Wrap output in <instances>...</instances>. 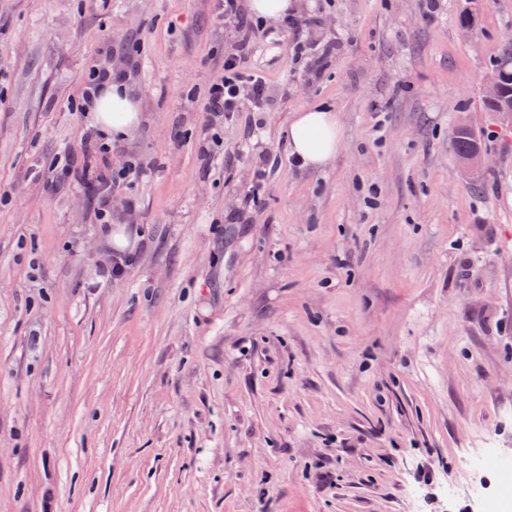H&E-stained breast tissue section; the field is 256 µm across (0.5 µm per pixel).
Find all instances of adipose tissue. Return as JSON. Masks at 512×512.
Segmentation results:
<instances>
[{"label": "adipose tissue", "mask_w": 512, "mask_h": 512, "mask_svg": "<svg viewBox=\"0 0 512 512\" xmlns=\"http://www.w3.org/2000/svg\"><path fill=\"white\" fill-rule=\"evenodd\" d=\"M89 130L101 137L123 140L133 137L144 121L133 84L105 82L91 96L85 111ZM288 151L303 166L320 168L331 160L341 142L338 115L326 106L295 113L285 132Z\"/></svg>", "instance_id": "1"}]
</instances>
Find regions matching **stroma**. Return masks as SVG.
I'll return each instance as SVG.
<instances>
[{"label":"stroma","instance_id":"obj_1","mask_svg":"<svg viewBox=\"0 0 512 512\" xmlns=\"http://www.w3.org/2000/svg\"><path fill=\"white\" fill-rule=\"evenodd\" d=\"M471 8L302 0L303 40L339 51L294 76L260 35L271 110L207 162L215 0H0V512H512V128L483 105L512 0L465 35ZM112 65L147 120L109 162L150 171L112 194L136 259L102 283L92 191L38 173L81 154L73 105ZM320 101L341 144L301 169L283 131ZM457 126L461 128L469 127L467 121L462 119L458 121ZM457 126L453 132V143L457 156L463 160L476 146L481 147V143L472 131H460ZM484 157L485 153L481 149H475L463 161L462 165L468 173L475 174L484 169Z\"/></svg>","mask_w":512,"mask_h":512}]
</instances>
